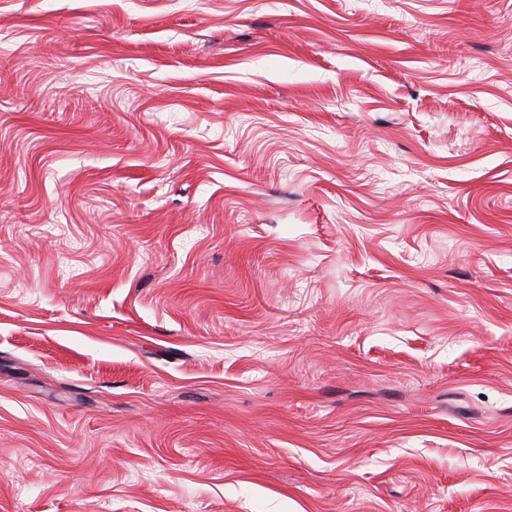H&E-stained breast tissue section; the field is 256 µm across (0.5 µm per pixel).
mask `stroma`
I'll list each match as a JSON object with an SVG mask.
<instances>
[{
  "instance_id": "obj_1",
  "label": "stroma",
  "mask_w": 512,
  "mask_h": 512,
  "mask_svg": "<svg viewBox=\"0 0 512 512\" xmlns=\"http://www.w3.org/2000/svg\"><path fill=\"white\" fill-rule=\"evenodd\" d=\"M0 512H512V0H0Z\"/></svg>"
}]
</instances>
